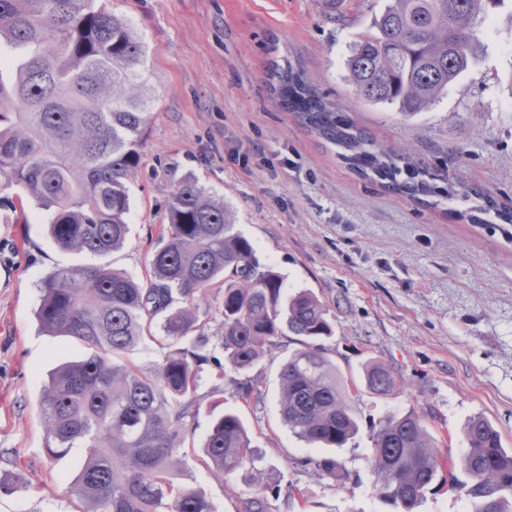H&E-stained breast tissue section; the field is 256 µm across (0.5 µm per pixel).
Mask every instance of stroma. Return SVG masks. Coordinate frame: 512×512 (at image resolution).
<instances>
[{"label":"stroma","instance_id":"35a3bbf8","mask_svg":"<svg viewBox=\"0 0 512 512\" xmlns=\"http://www.w3.org/2000/svg\"><path fill=\"white\" fill-rule=\"evenodd\" d=\"M386 0H107L130 19L146 48L155 87L144 162L130 183V233L115 268L144 279L175 183L191 177L223 197L235 230L273 265L288 291H312L334 334L324 342L347 382L381 362L404 378L388 397L353 398L357 436L341 448H312L280 420L281 367L298 349L279 339L254 373L260 396H242L203 367L201 410L188 440L201 447L211 414L236 409L280 491L272 512H394L372 490L369 427L416 413L458 457L468 419L484 416L512 448V224H471L464 196L418 203L364 179L280 107L271 64L291 62L337 111L379 143L407 145L426 163L463 173L512 205V0L486 14L483 49L430 109L406 117L360 99L349 82L351 44L370 30ZM59 249L46 217L17 186L0 185V512H79L69 486L85 451L49 456L42 389L80 357L70 336L47 335L36 312L40 281L59 267L89 265ZM331 457L349 472L332 484L313 466ZM181 484L214 512H236L249 487L217 478L195 460ZM300 491L291 497L288 486Z\"/></svg>","mask_w":512,"mask_h":512}]
</instances>
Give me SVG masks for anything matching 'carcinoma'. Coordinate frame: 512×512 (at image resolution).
<instances>
[{
    "label": "carcinoma",
    "mask_w": 512,
    "mask_h": 512,
    "mask_svg": "<svg viewBox=\"0 0 512 512\" xmlns=\"http://www.w3.org/2000/svg\"><path fill=\"white\" fill-rule=\"evenodd\" d=\"M502 0H389L375 17L376 34L355 42L348 78L360 97L415 115L439 101L481 48L477 24ZM19 51L14 81H0V180L21 187L47 212L48 231L62 250L106 257L126 243L129 181L143 163L152 101L145 47L131 21L98 0H0V44ZM271 90L308 131L337 149L364 178L413 199L462 190L478 200L467 219L492 214L512 224V206L424 165L406 146L377 144L336 112L291 64L274 63ZM161 246L146 280L101 263L53 270L40 283L37 317L51 336H72L84 352L60 367L42 394L47 452L86 448L70 493L80 512H212L199 491L178 482L182 442L200 412L202 365L218 378L231 371L248 397L261 393L254 367L282 336L302 348L281 369L283 422L309 445L341 448L359 432L350 392L326 356L334 335L323 303L310 291L287 293L274 266L260 262L234 231L224 200L191 178L170 194ZM212 298L221 321L215 337L224 361L204 354L210 337L198 323V302ZM197 331L189 348L180 340ZM150 340L167 349L151 368L122 355ZM404 381L373 362L364 386L374 395ZM373 489L399 512H418L433 483L459 491L467 512H512V448L476 416L463 429L458 460L442 457L438 440L413 412L371 426ZM198 461L215 476L238 475L252 488L236 512H271V474L257 466L258 449L234 409L213 417ZM333 483L349 473L334 459L307 458ZM448 472V477L441 476ZM466 480H461L458 473Z\"/></svg>",
    "instance_id": "1"
}]
</instances>
